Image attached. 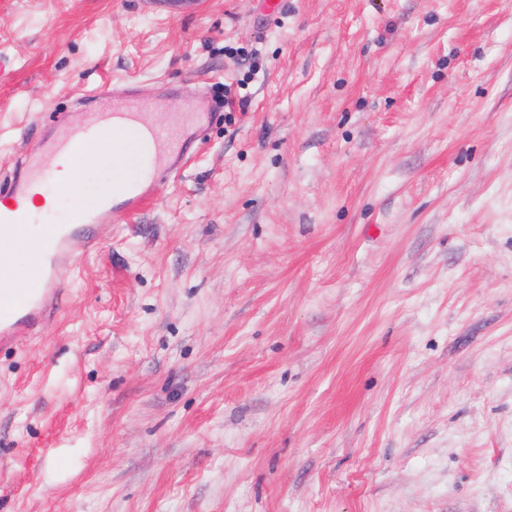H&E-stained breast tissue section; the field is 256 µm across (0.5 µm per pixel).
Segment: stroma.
Masks as SVG:
<instances>
[{
    "mask_svg": "<svg viewBox=\"0 0 512 512\" xmlns=\"http://www.w3.org/2000/svg\"><path fill=\"white\" fill-rule=\"evenodd\" d=\"M0 176L104 80L186 168L0 351V512H512V0H0Z\"/></svg>",
    "mask_w": 512,
    "mask_h": 512,
    "instance_id": "1",
    "label": "stroma"
}]
</instances>
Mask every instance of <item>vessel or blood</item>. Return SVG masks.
<instances>
[{"instance_id": "1", "label": "vessel or blood", "mask_w": 512, "mask_h": 512, "mask_svg": "<svg viewBox=\"0 0 512 512\" xmlns=\"http://www.w3.org/2000/svg\"><path fill=\"white\" fill-rule=\"evenodd\" d=\"M85 99L99 103L100 111L88 113L77 123L63 117L52 131L42 134L35 151L0 178V195L11 201L8 209L0 210V347L34 335L48 324L64 293L61 269L97 247L98 225L135 214L149 203L160 186L187 164L192 144L210 120L208 105L201 103L194 111L171 113L169 125L158 124L143 106L123 103L110 83L88 90ZM119 125L134 129L150 146L138 158L134 177L119 188H104L93 204L74 201L64 222L49 225L44 236L34 237L39 222L23 206L33 185L52 187L59 161L76 158L82 147L93 145L119 155L121 146L112 137ZM18 250L39 256L37 267L25 277L15 271Z\"/></svg>"}]
</instances>
